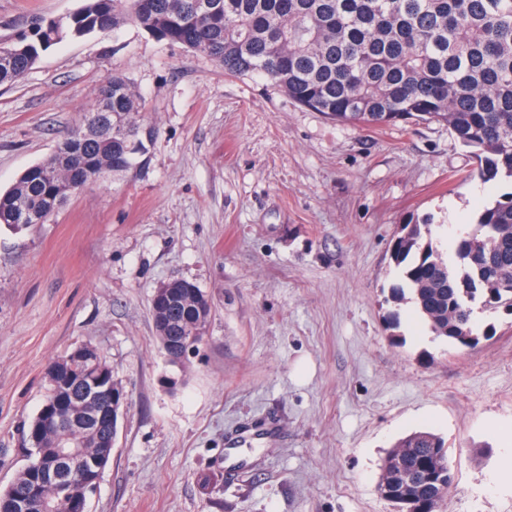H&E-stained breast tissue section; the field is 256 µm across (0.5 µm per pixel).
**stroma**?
Listing matches in <instances>:
<instances>
[{"instance_id": "35a3bbf8", "label": "stroma", "mask_w": 512, "mask_h": 512, "mask_svg": "<svg viewBox=\"0 0 512 512\" xmlns=\"http://www.w3.org/2000/svg\"><path fill=\"white\" fill-rule=\"evenodd\" d=\"M82 5L0 0V40ZM113 74L154 130L141 166L47 223L0 229V489L26 463L48 363L90 345L125 400L88 512H395L382 460L420 429L444 438L454 474L438 512H512V317L448 345L394 302L391 259L409 223L452 252L505 185L472 177L446 125L336 122L126 23L0 86V191ZM173 280L211 303L177 364L151 313Z\"/></svg>"}]
</instances>
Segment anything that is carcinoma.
<instances>
[{"label":"carcinoma","mask_w":512,"mask_h":512,"mask_svg":"<svg viewBox=\"0 0 512 512\" xmlns=\"http://www.w3.org/2000/svg\"><path fill=\"white\" fill-rule=\"evenodd\" d=\"M84 0L58 21L37 18L10 43L0 44V85L22 78L42 53L65 38L114 29L131 21L159 41L181 44L224 67V73L264 75L299 106L362 128L399 121L442 123L471 150L483 182L512 181V0ZM95 106L43 161L0 193V226L19 231L44 224L76 190L124 172L144 155L152 129L133 116L141 108L127 80L105 78ZM400 270L393 288L411 303L434 337L470 347L495 336L477 315L512 316V192L485 206L475 228L448 259L423 240L421 225L406 224L391 249ZM157 338L172 362L175 343L206 328L208 297L176 280L151 300ZM43 403L71 420L60 437L43 411L28 428L27 463L0 491V512H15L16 497L46 499L54 512L88 494L93 481L65 474L66 492L44 480L35 455L54 457L67 445L112 456V420L98 421L101 398L91 381L112 383V367L97 348L92 358L68 355L47 367ZM397 448H412L414 494L427 508L448 493V448L430 431H415Z\"/></svg>","instance_id":"carcinoma-1"}]
</instances>
